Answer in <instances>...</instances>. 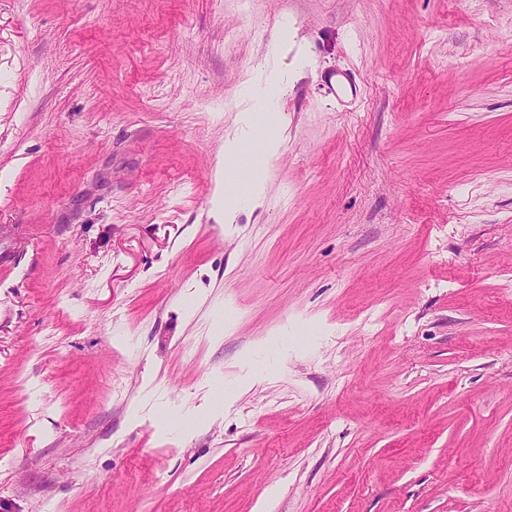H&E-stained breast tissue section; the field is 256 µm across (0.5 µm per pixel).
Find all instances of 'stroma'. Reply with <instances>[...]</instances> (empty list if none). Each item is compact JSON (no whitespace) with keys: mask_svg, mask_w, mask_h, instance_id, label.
Masks as SVG:
<instances>
[{"mask_svg":"<svg viewBox=\"0 0 512 512\" xmlns=\"http://www.w3.org/2000/svg\"><path fill=\"white\" fill-rule=\"evenodd\" d=\"M0 512H512V0H0ZM302 60L303 59L301 57H295L291 64V68L286 72L281 69H263L262 74L264 75L266 90L272 92L275 89L282 88L286 80H289L291 76L299 72L300 66H302ZM242 129L240 135L227 138L224 141V165L221 163L215 172L217 192L213 197L214 210L224 215V224H234L236 213L243 198L237 192L238 178L235 175V164L242 157L245 146L257 139V128L254 125V117L249 112H243L239 116Z\"/></svg>","mask_w":512,"mask_h":512,"instance_id":"stroma-1","label":"stroma"}]
</instances>
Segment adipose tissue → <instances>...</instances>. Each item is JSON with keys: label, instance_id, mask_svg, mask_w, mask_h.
<instances>
[{"label": "adipose tissue", "instance_id": "1", "mask_svg": "<svg viewBox=\"0 0 512 512\" xmlns=\"http://www.w3.org/2000/svg\"><path fill=\"white\" fill-rule=\"evenodd\" d=\"M239 123L242 129L240 135L225 139L224 141V162L219 165L215 172L217 191L213 197L215 210L222 214L225 223H234L236 213L242 200H249L251 204H261L264 195V167H257L251 181V188L248 196H240L236 185L238 179L235 175V165L241 157L245 146L255 139L259 127L270 129L271 135L263 142L262 150L264 155L275 154L279 148L280 141L276 134L280 126L278 113L270 112L265 116L262 126H255L251 113L244 112L239 116Z\"/></svg>", "mask_w": 512, "mask_h": 512}]
</instances>
